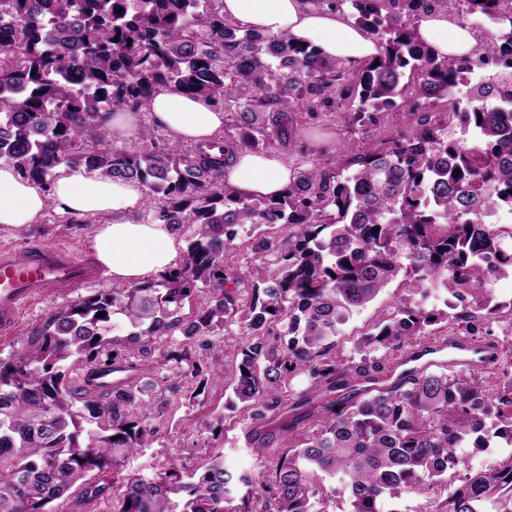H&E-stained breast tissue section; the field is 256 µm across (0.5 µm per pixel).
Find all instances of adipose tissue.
Wrapping results in <instances>:
<instances>
[{
  "instance_id": "1",
  "label": "adipose tissue",
  "mask_w": 512,
  "mask_h": 512,
  "mask_svg": "<svg viewBox=\"0 0 512 512\" xmlns=\"http://www.w3.org/2000/svg\"><path fill=\"white\" fill-rule=\"evenodd\" d=\"M226 20L267 34H285L309 44L346 67L376 60L381 44L352 19L313 0H222ZM415 31L435 54L462 58L478 45L470 26L446 10L421 11ZM154 123L176 141L200 143L215 139L224 129L226 115L204 98H191L171 89L156 93L148 104ZM293 170L276 151H235L224 183L238 196L282 195L292 183ZM143 186L111 180L86 169L62 167L51 192H43L9 165H0V226L18 229L34 223L47 207L74 217H99L92 247L113 282L133 285L175 268L178 235L162 223H137L129 216L142 204Z\"/></svg>"
}]
</instances>
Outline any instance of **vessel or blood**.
Masks as SVG:
<instances>
[{"label": "vessel or blood", "instance_id": "vessel-or-blood-1", "mask_svg": "<svg viewBox=\"0 0 512 512\" xmlns=\"http://www.w3.org/2000/svg\"><path fill=\"white\" fill-rule=\"evenodd\" d=\"M102 271L93 258H78L59 247L0 248V336L12 337L23 310L51 296H66L97 282ZM497 348L452 333L420 343L401 359L448 369L483 372L499 359Z\"/></svg>", "mask_w": 512, "mask_h": 512}]
</instances>
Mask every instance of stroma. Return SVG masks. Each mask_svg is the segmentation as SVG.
I'll return each mask as SVG.
<instances>
[{
    "label": "stroma",
    "mask_w": 512,
    "mask_h": 512,
    "mask_svg": "<svg viewBox=\"0 0 512 512\" xmlns=\"http://www.w3.org/2000/svg\"><path fill=\"white\" fill-rule=\"evenodd\" d=\"M356 104L331 102L325 115L317 123H307L293 117L296 142L287 138L274 139L273 150L282 153L292 167L328 165L331 158L351 159L359 155L368 143L381 140L402 126L403 117L385 115L375 126L353 122ZM98 226L97 219L76 218L47 208L34 224L19 230L0 229V245L23 248L29 243L53 244L70 253L83 255L92 250L91 239ZM396 286L385 288L365 308L350 316L341 325L336 338L337 360L355 357V345L362 335L379 320L392 313L397 301ZM71 297L49 299L27 310L13 335L0 339V358L5 359L18 351L27 330L45 321L55 311L71 304ZM207 377L209 384L197 398L178 393L170 396L166 407L153 419L154 433L148 437L146 447L137 449L121 459L119 465L91 472L84 483L75 485L69 493L53 502L54 512H116L128 478L153 477L169 466L194 468L206 463L209 451L197 447V419L205 413L223 417L224 426L214 444L224 456V464L232 470L254 471L258 462L252 455L250 427L247 414L239 408H228V385H231L239 351L246 339L238 327H231L224 335L214 337Z\"/></svg>",
    "instance_id": "1"
}]
</instances>
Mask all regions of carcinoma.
<instances>
[{
    "label": "carcinoma",
    "instance_id": "carcinoma-1",
    "mask_svg": "<svg viewBox=\"0 0 512 512\" xmlns=\"http://www.w3.org/2000/svg\"><path fill=\"white\" fill-rule=\"evenodd\" d=\"M447 1L493 31L469 58L440 60L415 42L413 20ZM316 2L354 10L383 45L377 66L349 72L286 35L243 30L219 0H0V161L45 189L61 165L137 182L153 200L137 221L192 227L176 268L78 299L0 360V512H52L90 471L144 446L152 411L180 392L156 364H186L196 398L211 337L232 323L247 344L228 407H246L262 472L234 474L213 454L202 467L131 480L118 512H384L385 502L410 512L413 497L425 512H512L511 372L493 385L471 372L406 374L339 409L326 403L319 428L295 438L282 419L288 405L379 369L371 353L400 350L427 326L470 334L477 319L512 317V299L487 289L512 280V225L484 221L492 207L512 212V0ZM163 89L211 100L237 136L193 150L112 146V115L147 108ZM314 97L357 99L355 119L372 125L406 107L408 122L334 169H298L278 199L229 191L233 151L264 150L293 107L321 118ZM275 224L287 233L244 292L238 229L252 228L263 255L261 228ZM396 281L394 312L356 345L362 367L336 361L338 325ZM445 293L471 296L473 310L428 308ZM190 299L196 310L184 316ZM116 319L123 336L112 335ZM176 331L182 351L159 350ZM113 372L128 376L100 381ZM299 376L308 387L295 396ZM278 419L272 448L261 429ZM88 425L97 444L84 447ZM464 448L495 463L475 469Z\"/></svg>",
    "mask_w": 512,
    "mask_h": 512
}]
</instances>
